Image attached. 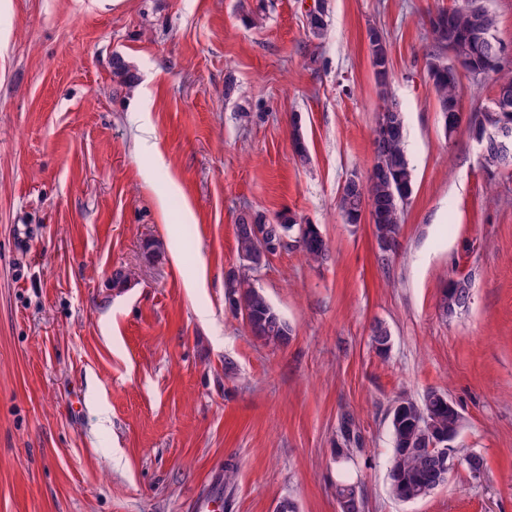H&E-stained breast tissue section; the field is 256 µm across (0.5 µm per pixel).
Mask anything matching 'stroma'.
<instances>
[{
	"instance_id": "obj_1",
	"label": "stroma",
	"mask_w": 512,
	"mask_h": 512,
	"mask_svg": "<svg viewBox=\"0 0 512 512\" xmlns=\"http://www.w3.org/2000/svg\"><path fill=\"white\" fill-rule=\"evenodd\" d=\"M461 2L0 0V512H193L212 494L217 512H340L346 420L362 512H512V170L466 128L445 137L426 69L429 16ZM373 26L413 168L389 253L337 208L375 162ZM246 206L317 225L327 259L289 237L246 270ZM233 274L287 345L252 334ZM460 278L470 301L443 315ZM431 389L483 469L402 502L389 414Z\"/></svg>"
}]
</instances>
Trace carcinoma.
I'll return each mask as SVG.
<instances>
[{
  "label": "carcinoma",
  "mask_w": 512,
  "mask_h": 512,
  "mask_svg": "<svg viewBox=\"0 0 512 512\" xmlns=\"http://www.w3.org/2000/svg\"><path fill=\"white\" fill-rule=\"evenodd\" d=\"M434 46L452 56L444 61L437 53L429 55L427 72L438 103L439 112L458 107L464 88L460 75L466 74L478 84L495 77L497 89L512 93V67L501 65L490 53V45H504L496 35V16L487 7L486 0H462V5L448 12L440 10L429 19ZM309 33L319 38L326 29L324 14L320 11L307 15ZM371 63L378 86L385 101V121H376L373 130L376 177L366 182L353 178L343 185L338 206L348 224H358L362 214L375 215L374 233L378 243L395 245L400 230L401 213L412 194L413 174L407 151L406 130L401 109L388 97L390 60L387 40L372 28L368 33ZM457 125H466L469 135L480 136L485 128L502 121L512 123V111L500 112L492 106L481 107L465 117L457 110ZM278 232L283 236L297 235L298 247L315 262L327 257V244L314 224H300L291 215L280 216ZM239 256H249L259 250V240L236 229ZM470 298V288L465 279L450 280L442 292L440 308L446 316L465 307ZM229 300L247 311L246 320L256 336L273 344H286L290 328L280 314L260 291L238 281L231 285ZM391 336L387 328L377 324L372 328L371 341L381 353L389 350ZM461 417L457 410L448 408V397L437 390L428 391L421 401L409 396L400 397L390 412L389 430L392 456L388 479L392 496L403 502L419 500L436 487L448 481L451 471L438 470L434 452L427 447L432 438H446L459 432ZM347 447L333 449L338 465L336 497L341 512H361L362 501L357 494L354 480L353 449L348 444L356 442L350 423L342 426Z\"/></svg>",
  "instance_id": "cac0c4a2"
}]
</instances>
